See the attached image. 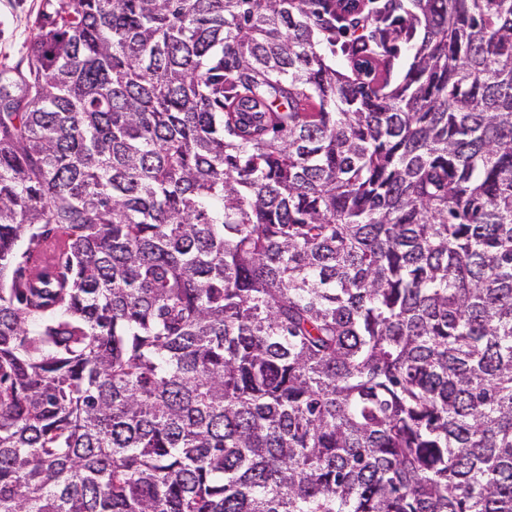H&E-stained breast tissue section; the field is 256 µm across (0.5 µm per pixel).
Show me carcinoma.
Here are the masks:
<instances>
[{
  "mask_svg": "<svg viewBox=\"0 0 512 512\" xmlns=\"http://www.w3.org/2000/svg\"><path fill=\"white\" fill-rule=\"evenodd\" d=\"M409 2L45 0L0 512H512V0Z\"/></svg>",
  "mask_w": 512,
  "mask_h": 512,
  "instance_id": "obj_1",
  "label": "carcinoma"
}]
</instances>
